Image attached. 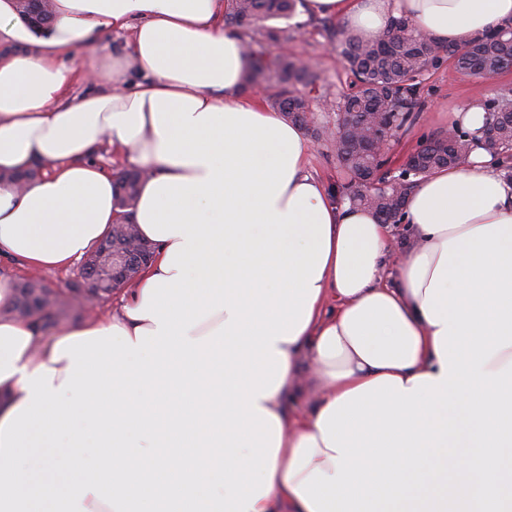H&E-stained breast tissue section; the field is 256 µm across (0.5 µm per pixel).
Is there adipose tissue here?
<instances>
[{
    "mask_svg": "<svg viewBox=\"0 0 512 512\" xmlns=\"http://www.w3.org/2000/svg\"><path fill=\"white\" fill-rule=\"evenodd\" d=\"M223 0H52L34 27L0 0V254L62 269L111 230L103 141L146 171L134 221L156 247L119 314L43 338L5 316L0 278V512H309L295 490L334 475L318 421L381 376L441 378L422 306L444 242L512 221V185L481 152L409 192V248L334 201L300 127L246 88ZM366 38L405 16L439 43L512 21V0H304ZM131 31L71 103L64 58ZM316 391L289 418L288 396ZM98 465L82 468L88 445ZM65 446L72 468L53 473Z\"/></svg>",
    "mask_w": 512,
    "mask_h": 512,
    "instance_id": "adipose-tissue-1",
    "label": "adipose tissue"
}]
</instances>
